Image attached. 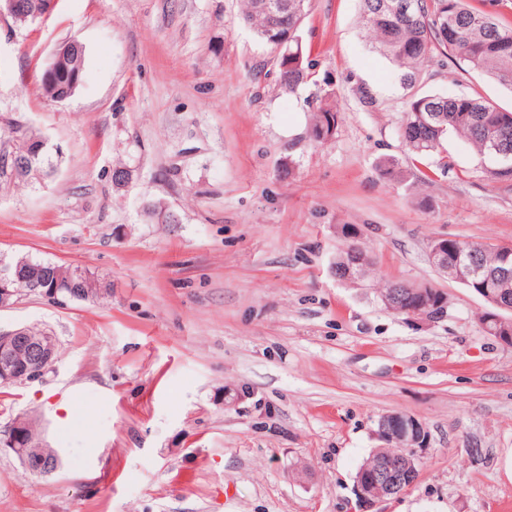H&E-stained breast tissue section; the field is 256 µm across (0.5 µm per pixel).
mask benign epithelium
Instances as JSON below:
<instances>
[{
    "mask_svg": "<svg viewBox=\"0 0 512 512\" xmlns=\"http://www.w3.org/2000/svg\"><path fill=\"white\" fill-rule=\"evenodd\" d=\"M79 43L73 39L60 42L54 49L46 67L44 94L55 102L69 99L75 92L78 82L61 86L54 80L58 72L71 57ZM49 147L48 140L41 138L22 158H15L13 147L8 146L0 153L4 169L14 174H28L41 178L40 155ZM455 240L439 237L430 245V260L436 270L448 275V248ZM44 269L60 276L66 265L53 263L46 267L34 265L23 259L13 261L0 257V311L13 307L23 293L41 292L57 304H64L69 298L80 297L92 300L94 296L79 291L61 292L43 289V281L38 273ZM444 297V293L432 286L405 287L380 293L381 301L391 306L400 300L407 304L406 310L413 313L428 312L434 301ZM482 299L491 304L494 312L487 315V322L495 326L503 321V313L512 312V300L503 299L496 293L482 291ZM59 349L56 337L47 330L34 332L28 327H19L10 331L0 330V387L7 388L17 383L42 379L52 368L58 357ZM378 438L386 448H396L398 453L378 460L374 467L359 471L354 479V512H374L377 505L409 491L418 479L422 451L428 447V436L423 424L414 416L402 413H388L378 421ZM0 443L11 448L27 471L34 475L45 476L58 469L56 452L44 446L33 436L32 423L18 420Z\"/></svg>",
    "mask_w": 512,
    "mask_h": 512,
    "instance_id": "7a95c632",
    "label": "benign epithelium"
}]
</instances>
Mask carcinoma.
Here are the masks:
<instances>
[{"instance_id": "cac0c4a2", "label": "carcinoma", "mask_w": 512, "mask_h": 512, "mask_svg": "<svg viewBox=\"0 0 512 512\" xmlns=\"http://www.w3.org/2000/svg\"><path fill=\"white\" fill-rule=\"evenodd\" d=\"M413 11L400 15L382 7V0H362V23L373 37V48L393 63L401 82L410 87L422 70L434 62L452 58L469 70L486 75L512 91V25L501 23L492 11L497 0H487L485 8L470 6L467 0H411ZM310 0H246L244 22L266 44L276 48V30L288 28L291 39L279 52L281 83L293 89L307 77L309 61L297 31ZM85 50L74 53L69 72L61 82L83 81ZM336 104L325 101L313 113L311 135L323 141L337 127ZM4 129L8 138L23 151L36 137L27 126L12 119ZM466 139L473 147L487 180L512 182V111L478 96L463 94H416L410 98L399 136L409 153L423 158L444 149L448 137ZM461 260L473 272L464 287L478 290L481 283L489 290L499 288L497 274L504 254L491 246L460 242ZM360 261L361 274L369 262L353 247L336 259V277L346 280L349 266Z\"/></svg>"}]
</instances>
